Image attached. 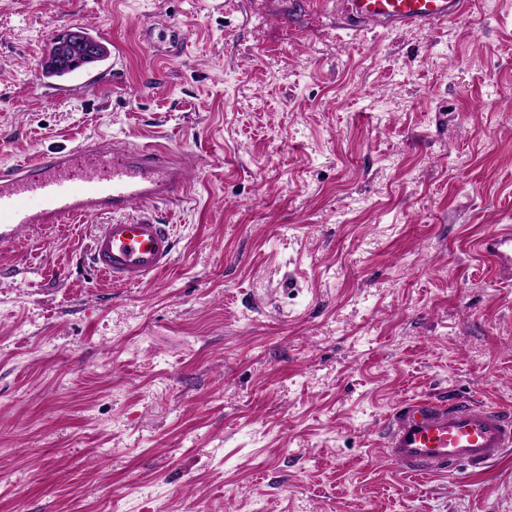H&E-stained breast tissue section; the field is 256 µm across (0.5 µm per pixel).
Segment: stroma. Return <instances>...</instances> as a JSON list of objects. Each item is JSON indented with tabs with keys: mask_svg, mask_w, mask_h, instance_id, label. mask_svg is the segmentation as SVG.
Segmentation results:
<instances>
[{
	"mask_svg": "<svg viewBox=\"0 0 512 512\" xmlns=\"http://www.w3.org/2000/svg\"><path fill=\"white\" fill-rule=\"evenodd\" d=\"M122 58L37 86L51 39ZM111 139L188 189L176 250L113 287L97 214L0 255V512H512V453L406 478L414 397L512 409V0L342 28L336 0H0V167ZM472 248L496 271L498 280L512 283L511 224H503L492 234L476 239Z\"/></svg>",
	"mask_w": 512,
	"mask_h": 512,
	"instance_id": "1",
	"label": "stroma"
}]
</instances>
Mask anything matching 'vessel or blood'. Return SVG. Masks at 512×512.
I'll return each mask as SVG.
<instances>
[{
  "label": "vessel or blood",
  "instance_id": "b4317fda",
  "mask_svg": "<svg viewBox=\"0 0 512 512\" xmlns=\"http://www.w3.org/2000/svg\"><path fill=\"white\" fill-rule=\"evenodd\" d=\"M471 0H345L360 25L436 26L462 16ZM187 184L185 171L152 145L113 147L102 140L52 151L0 169V250L22 237L87 214L112 213L90 237L93 269L113 285L136 286L166 270L175 241L154 211ZM134 218H126L130 208ZM473 250L512 283V225L476 239ZM387 457L410 476L444 475L454 464L474 468L512 450V413L473 402L433 397L401 401L384 436Z\"/></svg>",
  "mask_w": 512,
  "mask_h": 512
}]
</instances>
